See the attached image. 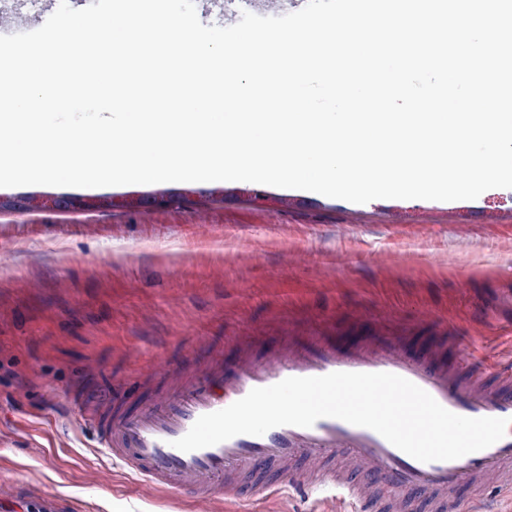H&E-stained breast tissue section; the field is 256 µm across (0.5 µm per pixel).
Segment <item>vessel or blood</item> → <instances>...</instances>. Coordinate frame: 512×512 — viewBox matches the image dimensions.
<instances>
[{
	"label": "vessel or blood",
	"instance_id": "1",
	"mask_svg": "<svg viewBox=\"0 0 512 512\" xmlns=\"http://www.w3.org/2000/svg\"><path fill=\"white\" fill-rule=\"evenodd\" d=\"M232 359L209 337L200 336L198 358L157 363L138 379L147 394L128 408L120 398L82 399L81 420L90 424L100 447L146 482L193 498L208 512L217 489L227 497L269 494L285 486L336 493L354 512H406L410 499L429 512H462L461 486L479 485L490 474L512 470V424L492 446L452 461L423 463L394 447L377 432L336 418L312 427L279 426L264 435H238L218 445L184 452L174 446L194 422L224 409L250 390L288 377L333 372L399 375L429 393L447 410L466 417L512 421V360L488 361L470 336H444L416 351L401 336H375L344 348L326 330L287 335L258 349L248 329L232 337ZM381 484L396 498L378 504L368 488ZM0 512H75L42 488L0 487Z\"/></svg>",
	"mask_w": 512,
	"mask_h": 512
}]
</instances>
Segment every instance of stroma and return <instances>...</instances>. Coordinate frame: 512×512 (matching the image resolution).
I'll return each instance as SVG.
<instances>
[{"instance_id":"stroma-1","label":"stroma","mask_w":512,"mask_h":512,"mask_svg":"<svg viewBox=\"0 0 512 512\" xmlns=\"http://www.w3.org/2000/svg\"><path fill=\"white\" fill-rule=\"evenodd\" d=\"M97 197L106 210L11 208L30 194ZM241 181L0 190V483L36 484L81 512H193L190 496L149 488L99 448L65 393L124 390L159 359L195 357L193 339L260 344L289 327L330 324L344 344L390 332L417 349L452 332L512 355V189L473 207L326 196ZM171 198L166 207L151 197ZM469 227L467 246L458 225ZM255 262L242 268L239 256ZM394 254L380 263L379 254ZM431 309L438 319L423 323ZM466 512H512L496 479L460 492ZM214 512H349L333 496L289 489Z\"/></svg>"}]
</instances>
